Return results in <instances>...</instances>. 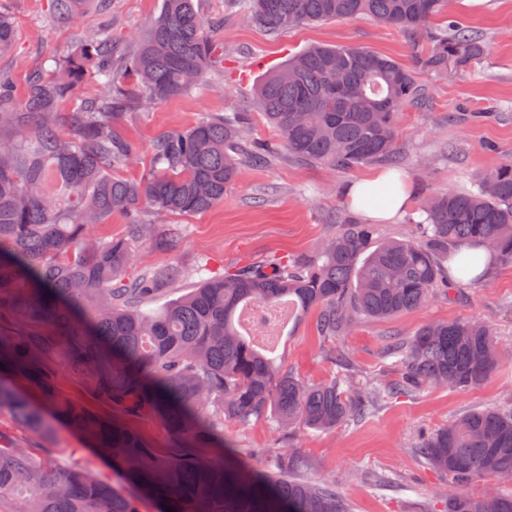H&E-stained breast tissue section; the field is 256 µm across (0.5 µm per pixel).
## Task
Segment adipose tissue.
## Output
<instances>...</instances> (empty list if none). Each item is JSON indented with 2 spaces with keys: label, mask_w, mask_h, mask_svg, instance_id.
Masks as SVG:
<instances>
[{
  "label": "adipose tissue",
  "mask_w": 512,
  "mask_h": 512,
  "mask_svg": "<svg viewBox=\"0 0 512 512\" xmlns=\"http://www.w3.org/2000/svg\"><path fill=\"white\" fill-rule=\"evenodd\" d=\"M349 198L356 211L375 221L391 219L409 203V193L400 179L379 173L351 185Z\"/></svg>",
  "instance_id": "adipose-tissue-1"
}]
</instances>
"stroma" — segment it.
Returning <instances> with one entry per match:
<instances>
[{
    "label": "stroma",
    "mask_w": 512,
    "mask_h": 512,
    "mask_svg": "<svg viewBox=\"0 0 512 512\" xmlns=\"http://www.w3.org/2000/svg\"><path fill=\"white\" fill-rule=\"evenodd\" d=\"M202 17L213 22L212 35L224 47L219 84L169 98L143 110L129 111L123 131L139 152L137 165L125 169L141 177L150 166L152 144L161 133L184 130L208 114L239 111L256 96L259 82L274 67L312 45H357L391 56L406 65L429 42L378 21L357 17L301 25L271 33L246 21L236 0H195ZM162 0H89L71 26L49 20L50 0H0V13L17 31L11 54L0 57V70L13 78L15 97H23L32 75L49 73V59L77 52L86 36L104 25L125 45H134ZM479 31L489 45L486 57L470 70L448 79L422 75L432 92L429 104L405 112L397 143L399 170L412 197L393 220L374 225L373 244L412 238L422 221L424 199L448 190L476 188V177L502 158L512 157V0H449L441 30L448 20ZM252 143H273L277 150L264 164L243 163L223 203L194 216H171L181 232L163 248L143 243L138 267L177 264L193 270L205 263L213 270L244 260L262 262L272 256L313 255L347 220L362 217L349 204L351 184L379 172L376 164L332 170L305 162L279 148L280 135L260 110H252L246 129ZM486 324L500 349L497 371L482 385L456 391L430 387L413 397L390 400L376 412L332 431L300 430L287 435L266 420L228 423L224 438L252 471L270 467V448L292 447L305 459L306 480L332 479L354 512H442L448 479L417 456L418 435L443 428L474 409L512 408V267H496L463 295L440 296L430 304L386 320L362 318L337 336L336 346L349 355L358 375L386 373L382 350L386 336L412 335L424 324L457 319ZM330 342L318 336L314 316L282 335L275 354L288 370L311 382L329 380L334 368L322 353ZM35 455L51 454L61 468L78 466L123 493L132 488L109 462L76 432L59 429L52 443L30 434L0 411V432ZM394 477L407 491L380 490L371 474Z\"/></svg>",
    "instance_id": "1"
}]
</instances>
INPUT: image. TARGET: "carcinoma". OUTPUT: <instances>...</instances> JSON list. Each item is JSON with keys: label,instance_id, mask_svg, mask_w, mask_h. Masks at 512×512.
<instances>
[{"label": "carcinoma", "instance_id": "1", "mask_svg": "<svg viewBox=\"0 0 512 512\" xmlns=\"http://www.w3.org/2000/svg\"><path fill=\"white\" fill-rule=\"evenodd\" d=\"M447 0H242L249 22L272 32L314 22L370 16L419 36ZM87 0H51L53 18L72 25ZM194 0H163L136 48L115 59L112 34L99 29L76 54L55 60L53 76L31 80L22 100L0 73V410L31 434L78 432L112 470L174 512H352L331 481L297 478L304 461L272 452L261 474L202 458L224 437V423L272 418L290 430H333L382 403L430 386L466 391L498 368L490 328L470 320L431 323L391 336L385 357L395 378L363 386L345 371L309 384L240 332L250 308H291L299 323L316 312L318 335L332 339L352 319H389L460 294L469 282L465 250L488 246L512 267V159L477 176V191L432 195L414 239L370 249L373 227L346 224L318 257H274L230 272L205 265L198 282L157 309L145 305L186 277L179 265L131 273L136 245L175 233L155 218L203 213L224 201L241 158L271 148L247 146L246 112L208 115L165 132L152 167L138 180L115 173L138 160L122 120L193 92L214 69L219 44ZM16 34L0 14V55ZM487 51L482 36L456 23L433 36L415 67L359 46L313 45L261 83L253 106L295 158L330 168L397 161L403 112L426 105L418 78L471 69ZM90 84L104 95L86 91ZM114 213L125 233L99 238L93 227ZM460 275L448 278V264ZM82 382L98 403L130 417L152 414L168 429L164 453L133 428L109 421L60 389ZM26 379L36 405L13 384ZM415 448L448 476L445 512H512V494L471 495L475 480L512 482V411L472 410L421 436ZM0 512H139L138 497L55 466L50 455L0 446Z\"/></svg>", "mask_w": 512, "mask_h": 512}]
</instances>
